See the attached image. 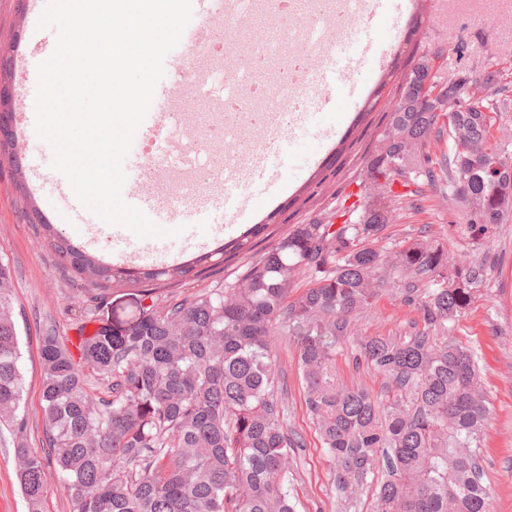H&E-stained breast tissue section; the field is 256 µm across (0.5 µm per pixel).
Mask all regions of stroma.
I'll use <instances>...</instances> for the list:
<instances>
[{
	"label": "stroma",
	"mask_w": 512,
	"mask_h": 512,
	"mask_svg": "<svg viewBox=\"0 0 512 512\" xmlns=\"http://www.w3.org/2000/svg\"><path fill=\"white\" fill-rule=\"evenodd\" d=\"M19 0H0V91L8 99L13 135L24 136L26 149L0 154V259L8 262L14 283V311L20 331L21 371L25 390L22 408L28 418V442L38 448L43 440L42 369L40 343L46 331L77 344L100 326L124 327L139 318L143 286L132 282L111 288L103 300L77 303L81 284L69 265L45 239V225L63 233L75 247L86 249L83 227L64 220L65 208L52 185L35 188L33 169L44 162L43 143L33 126L25 124L18 103L34 97L33 61L42 57L48 37L34 36ZM398 48L396 59L384 68H360L348 74L347 91L334 92L324 116L333 135L309 166L290 170L288 184L267 198L252 201L240 222L222 231L210 224H190L179 234L182 242L205 241L203 249L186 250L187 259L213 251L222 242L247 234L255 251H262L295 225L326 220L350 195L357 193L365 165L385 126L384 114L372 108L370 95L386 98L396 93L404 64L411 53L432 52L433 70L445 78L462 69L496 66L501 84L512 87V0H420L400 11L388 42ZM463 204L442 182H421L416 205L400 211L386 225L379 245L394 251L418 239L443 245L471 262L487 260L489 280L465 314L437 330V340L453 338L470 347L477 360L486 395L494 409L480 448L483 478L492 512H512V220L500 225L485 247H477L459 224ZM261 232H254V225ZM246 256L220 262L203 274L182 281L156 284L159 300L183 299L234 281L245 269ZM429 291L419 288L406 301L396 284H387L372 306L353 319V335L339 340L330 371L347 386L366 389L386 402L388 381L361 352L368 336L408 337L426 328L421 306ZM279 402L285 431L301 446L288 475V492L296 512H374L378 485L385 474L377 464L356 498L339 492L327 461L317 426L309 415L297 364V346L285 337L276 340ZM17 459L9 432L0 433V502L7 512H27L17 480Z\"/></svg>",
	"instance_id": "35a3bbf8"
}]
</instances>
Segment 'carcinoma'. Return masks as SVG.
Here are the masks:
<instances>
[{"mask_svg":"<svg viewBox=\"0 0 512 512\" xmlns=\"http://www.w3.org/2000/svg\"><path fill=\"white\" fill-rule=\"evenodd\" d=\"M511 109L493 73L479 83L445 80L429 56H411L397 96L382 106L385 126L348 208L357 219L334 230L298 224L234 282L155 302L122 329L103 325L80 339L76 355L61 337H42L40 450L27 444L13 278L0 261V428L11 434L28 512H43L50 464L71 512H295L285 482L299 442L285 432L273 398L275 336L297 345L306 408L340 491L355 492L382 459L377 512H491L477 452L491 410L473 350L425 333L365 339V357L396 392L385 404L336 380L328 362L387 271L435 285L422 304L433 330L469 308L487 283L484 266L463 264L427 240L388 252L379 234L418 195L420 177L435 179L429 147L446 136L439 170L466 204L460 228L486 245L512 212V152L492 134ZM396 183L405 191L395 192ZM46 229L92 291L131 280ZM206 260L138 273L178 280ZM301 272L312 284L290 303L288 288ZM93 382L110 398L93 397Z\"/></svg>","mask_w":512,"mask_h":512,"instance_id":"carcinoma-1","label":"carcinoma"}]
</instances>
